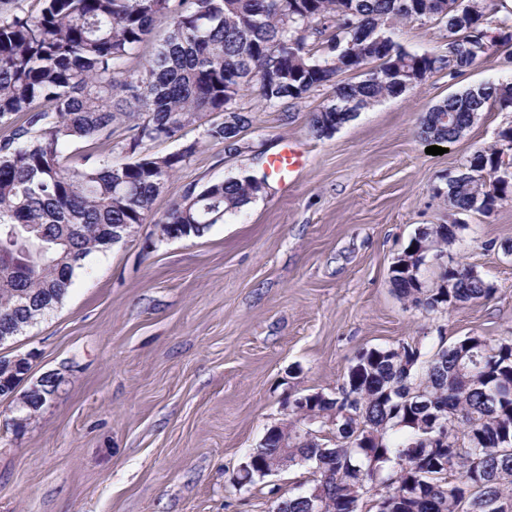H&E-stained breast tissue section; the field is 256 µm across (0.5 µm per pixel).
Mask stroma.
<instances>
[{
  "mask_svg": "<svg viewBox=\"0 0 512 512\" xmlns=\"http://www.w3.org/2000/svg\"><path fill=\"white\" fill-rule=\"evenodd\" d=\"M410 52H440L446 28L399 23ZM512 81L504 50L457 78L440 71L360 112L330 137L309 117L321 88L288 110L264 107L254 87L238 105L252 117L241 153L201 144L156 198L136 237L91 254L62 305L0 354L37 355L26 385L64 382L22 431L0 397V512H273L270 486L312 480L295 466L251 492L232 479L295 394H334L356 356L417 343L425 356L468 336H512V196L487 214L454 212L437 188L476 151L496 146L512 111L491 108L427 154L425 113L448 95ZM306 161L289 184L202 237L159 240L154 222L186 187L256 173L287 142ZM455 224L445 258L421 269L434 285L464 264L491 298L428 311L400 300L388 269L418 231Z\"/></svg>",
  "mask_w": 512,
  "mask_h": 512,
  "instance_id": "obj_1",
  "label": "stroma"
}]
</instances>
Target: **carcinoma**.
Returning <instances> with one entry per match:
<instances>
[{"label":"carcinoma","instance_id":"obj_1","mask_svg":"<svg viewBox=\"0 0 512 512\" xmlns=\"http://www.w3.org/2000/svg\"><path fill=\"white\" fill-rule=\"evenodd\" d=\"M493 0H460L439 15L432 0H43L37 13L0 12V336H17L53 312L77 269L112 246V227L144 224L156 198L196 153L200 142L239 152L251 116L240 92L256 87L276 108L327 87L332 96L312 113L321 138L358 112L406 88L403 71L455 78L487 55L485 23ZM353 19L374 42L335 52L337 29ZM433 20L448 31V51L413 53L387 30L394 23ZM163 42L140 70L129 60L156 26ZM391 71L384 80L336 82L360 65ZM512 107V83H486L432 106L420 135L452 142L478 113ZM127 125L122 146L131 158L112 160V135ZM190 127L201 140L183 152L144 153L146 142L172 139ZM92 150L75 157L70 146ZM503 167L497 149L475 152L448 184L454 209L489 213L496 196L483 172ZM268 175H245L189 187L156 222L164 238L200 237L265 193ZM459 226L441 224L404 250L416 276L390 280L397 297L429 310L436 289L421 280L419 241L453 244ZM451 279L453 298H489L491 283L471 267ZM292 414L336 421L335 442L289 449L297 464L314 465V485L288 493L286 512H363L384 500L388 512H512V338L496 344L468 336L440 347L428 361L420 348L367 349L357 355L336 393L314 403L288 400ZM279 440L255 448L271 464ZM457 471L456 481L448 473Z\"/></svg>","mask_w":512,"mask_h":512}]
</instances>
